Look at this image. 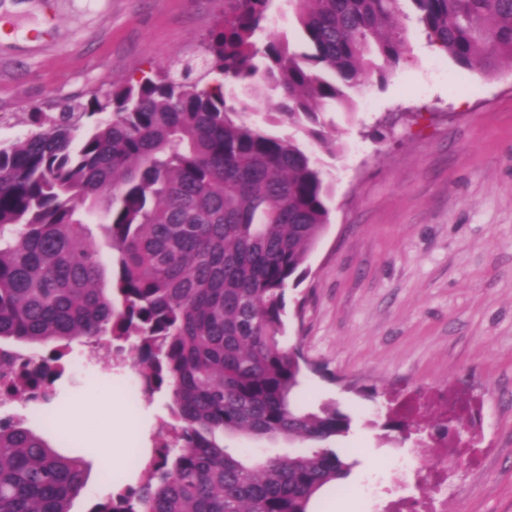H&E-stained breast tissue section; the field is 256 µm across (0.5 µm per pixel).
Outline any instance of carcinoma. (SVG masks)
Returning <instances> with one entry per match:
<instances>
[{
	"label": "carcinoma",
	"mask_w": 512,
	"mask_h": 512,
	"mask_svg": "<svg viewBox=\"0 0 512 512\" xmlns=\"http://www.w3.org/2000/svg\"><path fill=\"white\" fill-rule=\"evenodd\" d=\"M301 42L267 30L271 0H237L200 41L203 67L158 69L0 144V339L50 346L35 359L0 345V395L50 402L73 343L135 339L131 368L165 392L166 435L141 470L91 512H309L350 465L322 442L350 415L295 400L303 355L281 342L286 290L329 224V102L384 84L407 51L406 23L458 67L512 69V0H292ZM245 82L277 101L245 120ZM112 252V284L94 229ZM0 418V512H71L83 457ZM240 435L288 454L224 445Z\"/></svg>",
	"instance_id": "1"
}]
</instances>
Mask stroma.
Segmentation results:
<instances>
[{
    "mask_svg": "<svg viewBox=\"0 0 512 512\" xmlns=\"http://www.w3.org/2000/svg\"><path fill=\"white\" fill-rule=\"evenodd\" d=\"M226 0H0V143L30 133L34 108L105 96L113 86L184 56L227 11ZM354 112L327 104L322 118L342 150L321 154L330 222L306 274L289 287L283 342L305 359L299 400L349 414L329 445L353 469L327 486L312 512L352 505L380 512L391 463L414 452L384 427L405 396L430 435L455 434L433 400H477L480 461L449 459L446 512H512V71L462 72L411 31L405 60L385 84L354 96ZM56 384L43 411L0 401V417L56 442L42 424L74 419V404L109 387L137 419L142 461L159 439L167 397L129 401V365L108 368L90 346ZM85 490L71 512H90L111 479L137 486L129 466L104 473L91 446Z\"/></svg>",
    "mask_w": 512,
    "mask_h": 512,
    "instance_id": "obj_1",
    "label": "stroma"
}]
</instances>
